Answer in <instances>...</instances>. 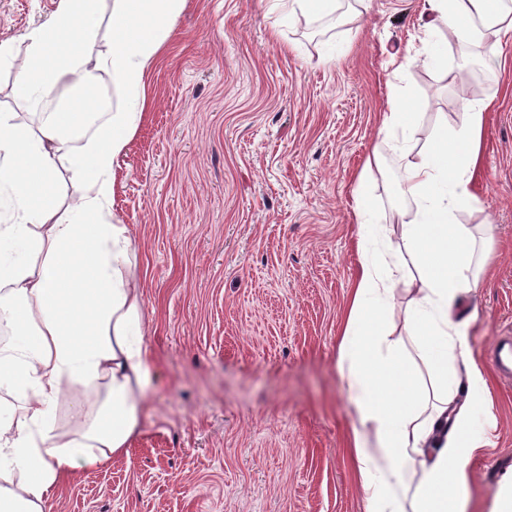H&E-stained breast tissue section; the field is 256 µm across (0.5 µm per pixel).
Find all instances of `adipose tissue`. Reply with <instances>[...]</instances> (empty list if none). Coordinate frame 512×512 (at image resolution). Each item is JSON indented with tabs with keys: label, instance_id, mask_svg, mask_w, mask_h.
I'll list each match as a JSON object with an SVG mask.
<instances>
[{
	"label": "adipose tissue",
	"instance_id": "1",
	"mask_svg": "<svg viewBox=\"0 0 512 512\" xmlns=\"http://www.w3.org/2000/svg\"><path fill=\"white\" fill-rule=\"evenodd\" d=\"M101 0H61L55 15L28 31L18 69L26 103L63 84L106 72L124 95L112 120L78 154L71 144L93 122V98L48 113L38 126L0 112V194L12 206L0 220V512H48L60 481L122 453L149 415L151 381L140 331L142 304L127 272V227L112 221L115 159L143 116L147 77L184 0H112L106 51L95 48ZM430 22L456 40L495 48L512 34L506 0H426ZM486 101L467 104L456 131L439 127L428 151L412 153L414 102L391 89L383 131L406 154L403 202L392 232L405 251L359 241L360 269L338 349L358 420L348 446L366 512H464L466 462L484 448L492 424L483 407L487 380L454 316L476 285L481 258L458 212L470 207ZM68 159L79 197L63 205L57 163ZM404 287L402 328L385 313ZM412 338L427 366L429 392L403 354ZM68 402L70 428L56 424Z\"/></svg>",
	"mask_w": 512,
	"mask_h": 512
}]
</instances>
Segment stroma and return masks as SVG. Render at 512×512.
<instances>
[{
    "label": "stroma",
    "mask_w": 512,
    "mask_h": 512,
    "mask_svg": "<svg viewBox=\"0 0 512 512\" xmlns=\"http://www.w3.org/2000/svg\"><path fill=\"white\" fill-rule=\"evenodd\" d=\"M59 0H0V112L27 30ZM307 23L278 0H185L148 77L142 122L115 162L112 219L126 225L155 372L150 416L125 452L64 478L50 512H365L346 447L356 422L338 344L358 267V173L391 221L403 159L382 114L413 97L412 137L466 120L455 77L483 73L485 120L472 206L490 273L459 309L488 380L495 427L468 463L466 512L512 489V381L489 350L512 337V39L503 67L434 27L423 0H336ZM403 68H396V61ZM383 157L377 152L369 157L358 177L356 186L354 189L355 193V216L357 224L365 226L370 223V217L372 214V206L370 200V175L373 168L379 171L382 168Z\"/></svg>",
    "instance_id": "obj_1"
}]
</instances>
